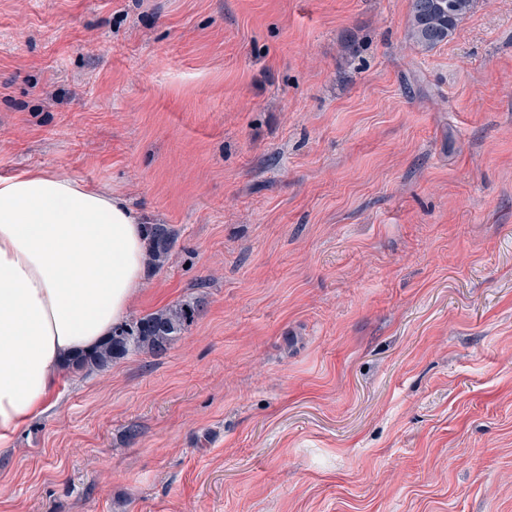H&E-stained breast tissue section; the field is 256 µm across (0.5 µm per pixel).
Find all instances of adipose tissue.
<instances>
[{
	"label": "adipose tissue",
	"mask_w": 512,
	"mask_h": 512,
	"mask_svg": "<svg viewBox=\"0 0 512 512\" xmlns=\"http://www.w3.org/2000/svg\"><path fill=\"white\" fill-rule=\"evenodd\" d=\"M144 228L111 190L43 170L0 179V453L51 406L143 287Z\"/></svg>",
	"instance_id": "1"
}]
</instances>
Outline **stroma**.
Returning <instances> with one entry per match:
<instances>
[{
    "label": "stroma",
    "instance_id": "stroma-1",
    "mask_svg": "<svg viewBox=\"0 0 512 512\" xmlns=\"http://www.w3.org/2000/svg\"><path fill=\"white\" fill-rule=\"evenodd\" d=\"M0 0V178L178 240L160 355L66 373L0 512H512V0ZM476 0H410L409 39L421 50H431L448 39L469 14Z\"/></svg>",
    "mask_w": 512,
    "mask_h": 512
}]
</instances>
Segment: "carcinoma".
<instances>
[{
    "label": "carcinoma",
    "instance_id": "obj_1",
    "mask_svg": "<svg viewBox=\"0 0 512 512\" xmlns=\"http://www.w3.org/2000/svg\"><path fill=\"white\" fill-rule=\"evenodd\" d=\"M476 0H410L409 39L421 50H431L448 39L458 23L469 14ZM148 263L163 267L170 259L177 232L167 224H147ZM199 303L178 302L166 308L134 317L114 329L91 353L72 367L74 371H100L132 351L159 354L192 324Z\"/></svg>",
    "mask_w": 512,
    "mask_h": 512
}]
</instances>
